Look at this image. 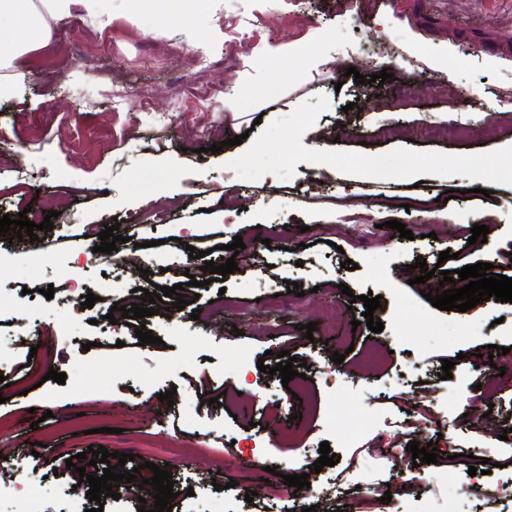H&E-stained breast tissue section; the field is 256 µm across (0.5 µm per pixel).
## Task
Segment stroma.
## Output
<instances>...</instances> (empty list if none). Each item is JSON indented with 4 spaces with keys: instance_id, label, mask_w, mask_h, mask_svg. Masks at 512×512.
Listing matches in <instances>:
<instances>
[{
    "instance_id": "obj_1",
    "label": "stroma",
    "mask_w": 512,
    "mask_h": 512,
    "mask_svg": "<svg viewBox=\"0 0 512 512\" xmlns=\"http://www.w3.org/2000/svg\"><path fill=\"white\" fill-rule=\"evenodd\" d=\"M59 25L70 46L29 51L16 96L0 100V216L58 213L38 234L50 272L23 271L29 242L0 235V454L11 462L0 512H24L31 488L43 512H91L88 483L66 464L91 446L129 454L124 468L141 479L168 467L172 512H445L452 498L461 512H512V438L501 437L512 428V304L438 309L427 299L438 278L417 285L410 269L491 261L512 278V132L484 131L512 98V0H172L134 15L114 0L109 28L78 7ZM202 56L215 67L198 70ZM383 70L384 84L371 83ZM196 120L206 137L191 133ZM164 200L172 211L152 222ZM353 212L363 226L328 245L319 226ZM476 223L486 242L470 243ZM112 225L126 238L116 260L97 249ZM237 236V271L209 281L206 260ZM444 250L454 259L440 261ZM178 283L184 309L166 297L168 315L110 324L113 304ZM268 289L284 321L267 310ZM368 293L382 298L379 333L360 322ZM326 298L353 349L303 331ZM140 327L161 345H139ZM283 350L305 360L307 382L278 403L280 377L257 364ZM488 353L505 370L492 381L477 369ZM51 369L65 383L43 380ZM170 389L172 402L159 401ZM422 404L438 424L382 438ZM412 440L439 462L413 464ZM324 441L340 461L318 472ZM475 451L490 474L469 475L460 457ZM302 473L315 474L311 487L276 496ZM398 478L404 490L384 501Z\"/></svg>"
}]
</instances>
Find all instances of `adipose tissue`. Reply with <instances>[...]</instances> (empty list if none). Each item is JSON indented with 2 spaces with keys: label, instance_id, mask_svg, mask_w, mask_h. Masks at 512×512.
<instances>
[{
  "label": "adipose tissue",
  "instance_id": "1",
  "mask_svg": "<svg viewBox=\"0 0 512 512\" xmlns=\"http://www.w3.org/2000/svg\"><path fill=\"white\" fill-rule=\"evenodd\" d=\"M80 6L100 27L112 23V0H0V69H13L35 45L49 41L52 21Z\"/></svg>",
  "mask_w": 512,
  "mask_h": 512
}]
</instances>
